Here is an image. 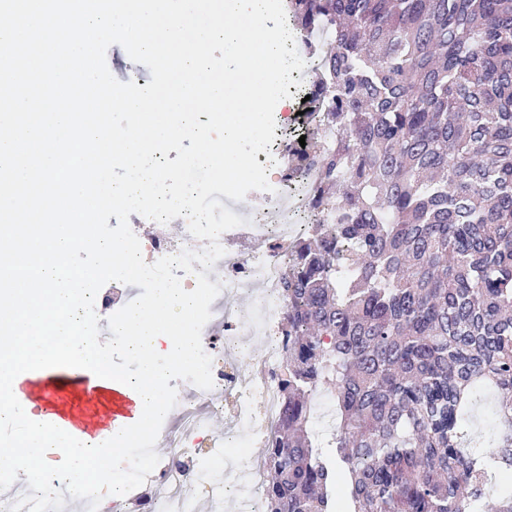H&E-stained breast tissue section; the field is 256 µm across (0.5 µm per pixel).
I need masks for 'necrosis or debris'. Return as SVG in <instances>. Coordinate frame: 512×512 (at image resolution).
Returning <instances> with one entry per match:
<instances>
[{
    "mask_svg": "<svg viewBox=\"0 0 512 512\" xmlns=\"http://www.w3.org/2000/svg\"><path fill=\"white\" fill-rule=\"evenodd\" d=\"M268 181L274 190L272 208L236 229L254 242V249L245 255L226 252L218 262L224 271L223 288L210 310L212 321L222 322L224 332L216 335L206 327L201 334L203 349L212 359L214 386L187 392L180 427L162 426L159 440L168 452L147 481L166 486L168 493L161 499L134 489L127 498L136 502L138 512H193L181 493L188 483L195 484L218 510L238 503L241 512H261V468L245 454L225 459L224 450L243 437L251 443L267 442L280 418L285 343L281 322L286 307L281 282L288 247L301 230L295 219L297 208L313 187L308 179L297 193H288V158L282 152L268 171ZM245 293L254 300V317L247 322L235 310L236 299ZM249 335L262 337L267 351L255 377L244 384L237 357L246 353ZM220 410L232 414L237 432L218 440L209 421Z\"/></svg>",
    "mask_w": 512,
    "mask_h": 512,
    "instance_id": "necrosis-or-debris-1",
    "label": "necrosis or debris"
}]
</instances>
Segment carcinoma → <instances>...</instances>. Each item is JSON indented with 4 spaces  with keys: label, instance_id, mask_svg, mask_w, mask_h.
Returning a JSON list of instances; mask_svg holds the SVG:
<instances>
[{
    "label": "carcinoma",
    "instance_id": "cac0c4a2",
    "mask_svg": "<svg viewBox=\"0 0 512 512\" xmlns=\"http://www.w3.org/2000/svg\"><path fill=\"white\" fill-rule=\"evenodd\" d=\"M286 7L320 137L288 147V180L317 178L282 280L265 512H337L340 480L343 512H489V470H512V0ZM478 390L494 425L464 453Z\"/></svg>",
    "mask_w": 512,
    "mask_h": 512
}]
</instances>
